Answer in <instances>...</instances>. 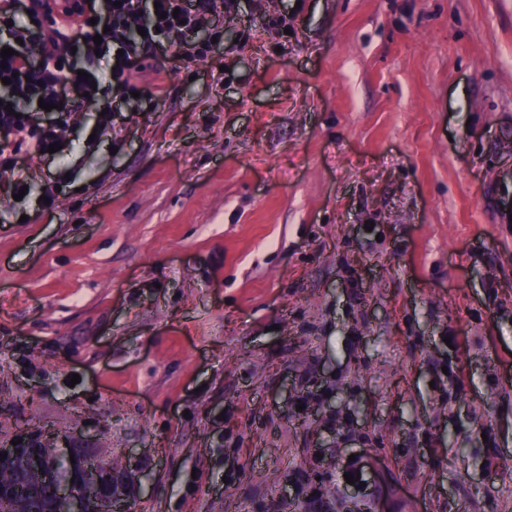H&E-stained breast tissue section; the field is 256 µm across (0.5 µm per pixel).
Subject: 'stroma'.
Instances as JSON below:
<instances>
[{"mask_svg":"<svg viewBox=\"0 0 512 512\" xmlns=\"http://www.w3.org/2000/svg\"><path fill=\"white\" fill-rule=\"evenodd\" d=\"M212 21L157 96L63 53L111 123L0 169V447L132 460V512H512V0ZM8 147V142L1 143L0 146V167L12 170L16 175L12 183V190L15 194H18L22 189V186L28 185V192L31 190V182L28 181V177L25 174L24 167L20 163V157L16 153L6 155L5 150Z\"/></svg>","mask_w":512,"mask_h":512,"instance_id":"obj_1","label":"stroma"}]
</instances>
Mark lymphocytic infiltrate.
Segmentation results:
<instances>
[{
    "instance_id": "lymphocytic-infiltrate-1",
    "label": "lymphocytic infiltrate",
    "mask_w": 512,
    "mask_h": 512,
    "mask_svg": "<svg viewBox=\"0 0 512 512\" xmlns=\"http://www.w3.org/2000/svg\"><path fill=\"white\" fill-rule=\"evenodd\" d=\"M234 4L235 0H157L156 6L147 8L143 0H75L71 11L43 28L35 23L39 11L33 0H0V48L14 50L0 67V135L33 139L36 153L46 155L49 145L60 139L58 127L36 123L26 112V103L39 99L68 112L72 101L96 100L91 78L78 76L73 67H52L61 46L77 48L92 42L94 35L106 34L120 52L109 71L110 84L125 98L139 89L133 76L146 51L175 48L189 58L204 59L219 30L198 44L190 42V34L204 28L216 6L229 10ZM101 16L106 25H97ZM134 21L139 24L135 30L130 27Z\"/></svg>"
}]
</instances>
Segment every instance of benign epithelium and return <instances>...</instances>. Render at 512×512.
<instances>
[{"mask_svg":"<svg viewBox=\"0 0 512 512\" xmlns=\"http://www.w3.org/2000/svg\"><path fill=\"white\" fill-rule=\"evenodd\" d=\"M40 439L31 435L22 441L27 447L23 459L27 465L37 471L42 483L50 487L53 494L54 512H128L131 497L125 493L124 485H133V491L139 490L140 480L129 465L116 471L112 469L110 458L96 456L86 448H73L67 445L69 439L62 438L56 445L59 458H79L83 463L81 477L60 480L56 477L54 466L46 460L39 448ZM19 488L0 486V512H14V502L20 494Z\"/></svg>","mask_w":512,"mask_h":512,"instance_id":"obj_1","label":"benign epithelium"}]
</instances>
